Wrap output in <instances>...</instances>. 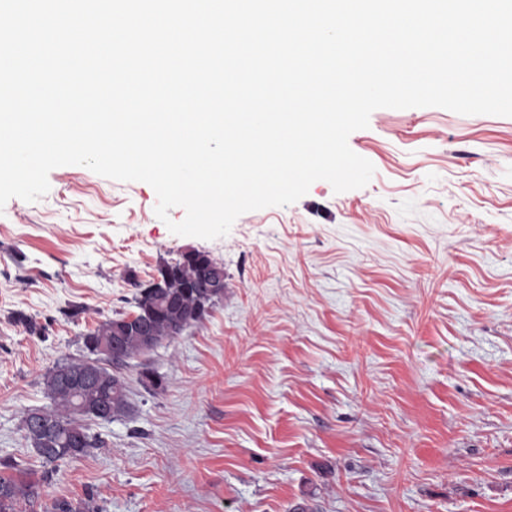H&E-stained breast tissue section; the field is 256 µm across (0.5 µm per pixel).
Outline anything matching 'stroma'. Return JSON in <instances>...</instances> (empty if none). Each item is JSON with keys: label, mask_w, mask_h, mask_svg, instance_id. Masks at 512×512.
Here are the masks:
<instances>
[{"label": "stroma", "mask_w": 512, "mask_h": 512, "mask_svg": "<svg viewBox=\"0 0 512 512\" xmlns=\"http://www.w3.org/2000/svg\"><path fill=\"white\" fill-rule=\"evenodd\" d=\"M348 144L375 173L324 180L225 237L172 234L144 182L83 166L0 210V463L41 479L25 410L83 337L189 249L224 297L137 356L129 414L17 512H512V117L375 110ZM77 317H68L71 308ZM22 311L46 328L29 332Z\"/></svg>", "instance_id": "obj_1"}]
</instances>
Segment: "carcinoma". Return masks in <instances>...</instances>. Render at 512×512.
<instances>
[{
	"label": "carcinoma",
	"mask_w": 512,
	"mask_h": 512,
	"mask_svg": "<svg viewBox=\"0 0 512 512\" xmlns=\"http://www.w3.org/2000/svg\"><path fill=\"white\" fill-rule=\"evenodd\" d=\"M219 265L221 262L202 251L162 265L158 274L163 287L139 288L134 298L135 311L109 319L88 332L84 346L113 349L106 357L112 368L98 360H70L46 373L45 392L53 408L27 409L22 415L25 438L43 463L52 465L76 459L91 448L101 447L103 441L92 432L89 420L100 409L111 418L129 412L124 375L128 360L181 335L221 300L224 284L210 294L200 288L208 270ZM78 406L85 409L84 424L71 420ZM3 468L8 473H0V512H15L19 501L29 502L39 496L38 486L10 474L13 465L5 464ZM52 512L101 509L90 497L76 506L67 500H57Z\"/></svg>",
	"instance_id": "obj_1"
}]
</instances>
